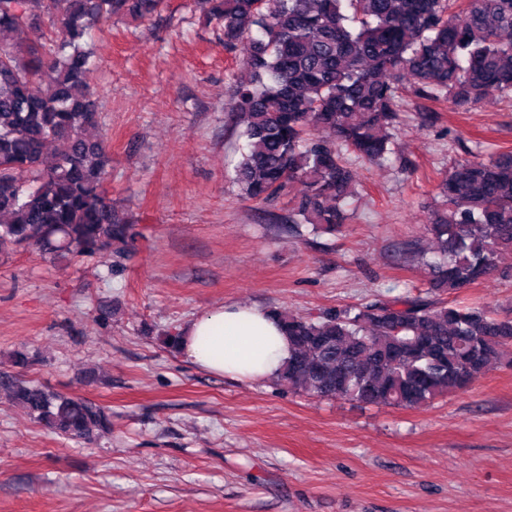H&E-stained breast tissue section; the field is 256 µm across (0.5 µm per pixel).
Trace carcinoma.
Masks as SVG:
<instances>
[{
    "instance_id": "carcinoma-1",
    "label": "carcinoma",
    "mask_w": 512,
    "mask_h": 512,
    "mask_svg": "<svg viewBox=\"0 0 512 512\" xmlns=\"http://www.w3.org/2000/svg\"><path fill=\"white\" fill-rule=\"evenodd\" d=\"M164 0H0V245L62 258L133 246L112 208L108 156L80 39L114 15ZM224 46L244 51L231 109L245 146L232 178L244 198L289 196L296 224L336 230L355 193L348 156L391 155L399 94L457 108L512 94V0H204ZM421 254L433 298L408 293L298 317L273 310L292 345L276 381L294 392L418 408L512 364V318L443 299L487 279L512 251V150L454 164ZM49 432L92 443L112 412L23 378L6 385Z\"/></svg>"
}]
</instances>
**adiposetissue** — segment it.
<instances>
[{"label": "adipose tissue", "instance_id": "ef3b65f1", "mask_svg": "<svg viewBox=\"0 0 512 512\" xmlns=\"http://www.w3.org/2000/svg\"><path fill=\"white\" fill-rule=\"evenodd\" d=\"M182 354L216 375L251 381L275 377L292 348L269 310L248 305H220L181 329Z\"/></svg>", "mask_w": 512, "mask_h": 512}]
</instances>
